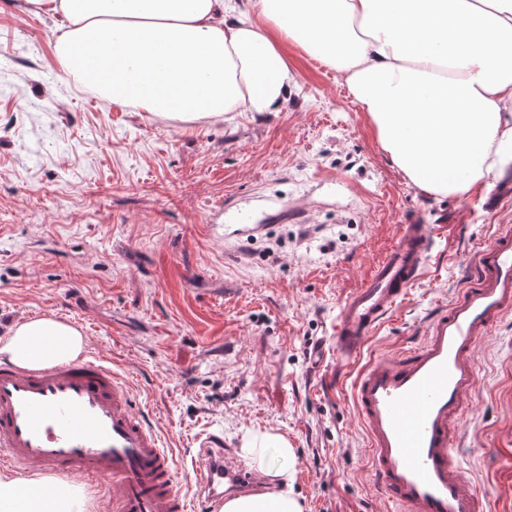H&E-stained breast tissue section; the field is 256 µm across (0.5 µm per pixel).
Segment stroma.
<instances>
[{"label": "stroma", "instance_id": "1", "mask_svg": "<svg viewBox=\"0 0 512 512\" xmlns=\"http://www.w3.org/2000/svg\"><path fill=\"white\" fill-rule=\"evenodd\" d=\"M55 38L49 15L0 0V336L23 318L80 327L87 355L129 377L188 497L199 434L238 449L269 433L294 457L269 450L263 464L287 466L302 512H395L331 328L399 225L434 224L425 273L363 356L418 346L468 260L512 228V169L463 195L423 193L341 79L294 46L282 111L172 123L67 77ZM473 358L453 445L491 512H512V312Z\"/></svg>", "mask_w": 512, "mask_h": 512}]
</instances>
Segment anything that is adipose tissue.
I'll use <instances>...</instances> for the list:
<instances>
[{
  "label": "adipose tissue",
  "instance_id": "1",
  "mask_svg": "<svg viewBox=\"0 0 512 512\" xmlns=\"http://www.w3.org/2000/svg\"><path fill=\"white\" fill-rule=\"evenodd\" d=\"M55 17L68 76L112 102L180 122L278 112L296 89L288 48L336 72L419 190L467 193L512 164V0H29ZM80 330L24 319L0 359L79 357ZM71 479L0 476V512H83ZM221 512H302L292 491Z\"/></svg>",
  "mask_w": 512,
  "mask_h": 512
}]
</instances>
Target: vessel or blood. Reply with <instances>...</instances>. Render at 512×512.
I'll use <instances>...</instances> for the list:
<instances>
[{"instance_id": "1", "label": "vessel or blood", "mask_w": 512, "mask_h": 512, "mask_svg": "<svg viewBox=\"0 0 512 512\" xmlns=\"http://www.w3.org/2000/svg\"><path fill=\"white\" fill-rule=\"evenodd\" d=\"M431 243L430 225H400L396 243L341 304L332 344L342 360L360 355L407 298ZM510 312L512 229L480 249L420 346L373 359L356 375L353 400L375 484L401 512H485L482 488L459 467L450 427L479 378L475 341ZM195 443L198 495L206 504L260 489V478L230 457L223 437L202 434ZM0 464L106 487L115 512H190L174 458L137 410L128 381L97 360L39 369L0 363Z\"/></svg>"}]
</instances>
